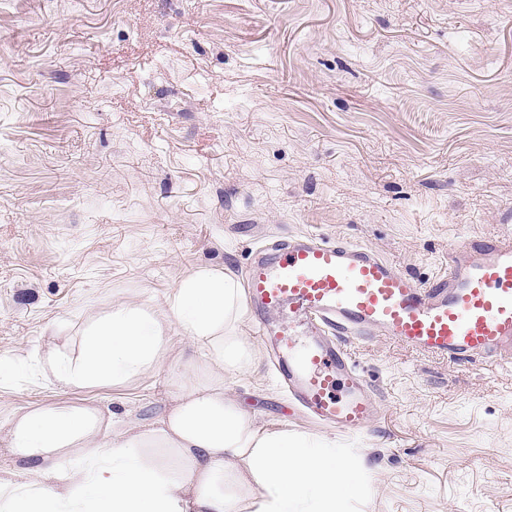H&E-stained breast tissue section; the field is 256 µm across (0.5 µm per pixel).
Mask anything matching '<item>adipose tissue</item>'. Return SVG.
Returning a JSON list of instances; mask_svg holds the SVG:
<instances>
[{
	"label": "adipose tissue",
	"instance_id": "obj_1",
	"mask_svg": "<svg viewBox=\"0 0 512 512\" xmlns=\"http://www.w3.org/2000/svg\"><path fill=\"white\" fill-rule=\"evenodd\" d=\"M244 294L229 269L196 267L163 311L113 306L84 332L79 357L48 349L60 388L118 383L154 368L178 326L191 348L174 405L123 438L95 406L40 407L8 421V450L30 475L0 474V512H343L354 460L333 444L248 423L224 393L250 369Z\"/></svg>",
	"mask_w": 512,
	"mask_h": 512
}]
</instances>
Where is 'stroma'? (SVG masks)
I'll use <instances>...</instances> for the list:
<instances>
[{
	"mask_svg": "<svg viewBox=\"0 0 512 512\" xmlns=\"http://www.w3.org/2000/svg\"><path fill=\"white\" fill-rule=\"evenodd\" d=\"M512 232V0H0V471L7 422L93 403L115 432L173 405L182 337L115 385L58 389L113 305L154 310L263 241L370 247L417 282ZM248 421L343 448L348 512H512V365L347 339L381 399L356 434L289 406L252 327Z\"/></svg>",
	"mask_w": 512,
	"mask_h": 512,
	"instance_id": "stroma-1",
	"label": "stroma"
}]
</instances>
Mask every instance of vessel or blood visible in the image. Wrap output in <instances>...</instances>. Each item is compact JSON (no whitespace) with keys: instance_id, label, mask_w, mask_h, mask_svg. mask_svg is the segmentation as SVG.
Here are the masks:
<instances>
[{"instance_id":"obj_1","label":"vessel or blood","mask_w":512,"mask_h":512,"mask_svg":"<svg viewBox=\"0 0 512 512\" xmlns=\"http://www.w3.org/2000/svg\"><path fill=\"white\" fill-rule=\"evenodd\" d=\"M446 266L421 284L362 245L303 234L259 247L244 273L248 315L291 404L345 434L365 428L378 402L343 339L374 330L437 357L511 360L512 237L469 241Z\"/></svg>"}]
</instances>
